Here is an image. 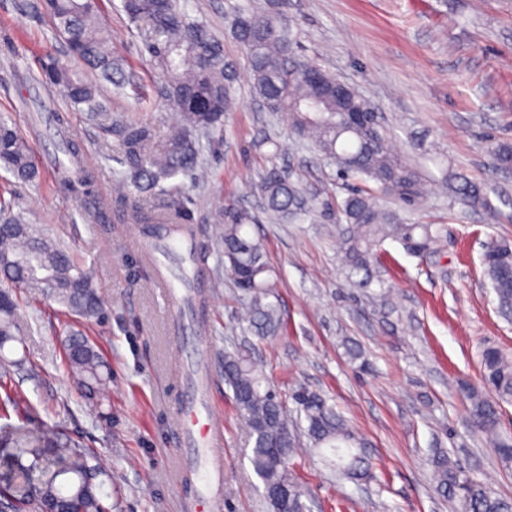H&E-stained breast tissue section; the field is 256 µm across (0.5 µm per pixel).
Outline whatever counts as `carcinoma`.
<instances>
[{"label": "carcinoma", "instance_id": "1", "mask_svg": "<svg viewBox=\"0 0 512 512\" xmlns=\"http://www.w3.org/2000/svg\"><path fill=\"white\" fill-rule=\"evenodd\" d=\"M55 33L68 44L69 56L48 54L40 64L42 80L71 106L118 142L120 177L128 192L116 208L120 221L135 224L142 238L154 239L156 216L142 201L164 181L186 178L200 168L198 134L220 139L224 115L235 98L231 85L235 67L224 60V45L209 27L191 20L180 0H121L134 25L141 51L149 56L161 79L165 100L180 120L165 134L144 123L131 122L112 112L98 84L85 79L72 65L87 69L125 95V60L112 46L99 0H43ZM233 35L245 51L255 97L270 112H286L295 139L311 143L319 156L335 161L342 179L353 181L347 196L331 206L307 192L293 171L271 170L252 185L266 213L288 221L313 214L317 207L336 210L341 265L350 283L367 270L373 248L387 238L400 241L413 254L430 249L443 229L414 224L398 211L379 205L382 195L407 208L421 195L418 171L396 154L386 131L369 118L370 104L355 94L354 104L364 110L353 119L347 102L336 96L334 74L295 54L296 40L289 24L276 12L239 7ZM318 71L322 89L305 73ZM74 177L63 182L71 194L88 197L94 172L82 159L81 149L69 143ZM0 170L17 181L34 183L39 177L28 141L15 117L0 113ZM451 191L470 206L487 204L483 186L468 181L452 183ZM217 223L223 227L220 247L225 268L245 292L242 329L259 339L279 335L282 311L275 295L272 269L259 239L248 233L256 217L227 204ZM484 273L496 296L497 308L512 317V245L486 246ZM0 277L28 294L49 297L85 320L102 314L101 298L92 270L83 265L59 238H52L28 223L21 212L0 196ZM16 295L4 290L0 299V351L19 341L15 334ZM65 361L80 396L98 411L112 371L97 346L71 325L63 338ZM483 389L468 388L466 398L474 426L497 449L501 462L512 466V436L498 427L499 402L512 400V359L496 347L482 353ZM224 381L232 389L251 448L248 459L263 484L272 512H309L305 492L289 470L288 462L300 448L294 425L305 424L310 448L340 478L366 479L373 465L366 443L350 427L336 405L324 395L300 386L290 399L296 417L290 419L278 390L269 383L249 353L224 352ZM0 457L15 466V479L0 485V512H112L111 494L102 491L106 471L100 456L84 448L59 426H0ZM437 490L454 503L457 512H512V498L493 493L465 473L448 453L437 450L429 460Z\"/></svg>", "mask_w": 512, "mask_h": 512}]
</instances>
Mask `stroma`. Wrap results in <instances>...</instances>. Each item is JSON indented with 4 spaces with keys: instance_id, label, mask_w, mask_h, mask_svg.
I'll use <instances>...</instances> for the list:
<instances>
[{
    "instance_id": "35a3bbf8",
    "label": "stroma",
    "mask_w": 512,
    "mask_h": 512,
    "mask_svg": "<svg viewBox=\"0 0 512 512\" xmlns=\"http://www.w3.org/2000/svg\"><path fill=\"white\" fill-rule=\"evenodd\" d=\"M240 2L188 0L189 14L224 39L236 66V107L224 117L221 142L201 140L202 178L183 182L180 199L208 249L194 268L189 303L174 313L136 253L138 227L112 219L126 190L112 176V137L36 82L42 57L65 50L42 0H0V113L16 117L40 170L39 185L12 184V198L30 223L64 239L94 270L105 317L86 334L112 365V423H96L76 393L61 343L68 317L46 297L19 298L17 351L26 364L0 385V400L20 391L34 423L59 425L95 449L112 472L114 512H190L196 481L176 480L189 451L171 420L185 381L205 374L204 393L224 426V512H268L224 382L225 347L245 345L281 394L302 385L332 397L374 458L358 487L337 480L311 451L296 456L291 469L313 512H454L428 466L437 448L512 498V469L473 427L463 392L482 384L485 347L512 356V320L498 313L482 264L488 243L512 242V170H493L495 147L512 145V0H253L262 10L283 8L299 54L368 100L393 150L421 171L426 203L413 211L414 222L445 228L420 255L385 240L363 288L347 283L328 220L272 222L249 189L265 171L290 168L302 171L318 198L345 195L335 164L300 148L287 114L266 111L253 96L230 32ZM102 9L113 45L147 91L140 100L111 98L113 111L167 131L178 114L161 98L120 0H104ZM65 139L80 145L94 169L97 204L61 187ZM455 178L484 183L488 207L450 197ZM228 200L259 216L250 232L278 276L284 325L264 341L244 337L238 325L242 293L224 269L221 227L209 219ZM199 338L210 350L198 362ZM346 339L359 344L367 368L347 358Z\"/></svg>"
}]
</instances>
